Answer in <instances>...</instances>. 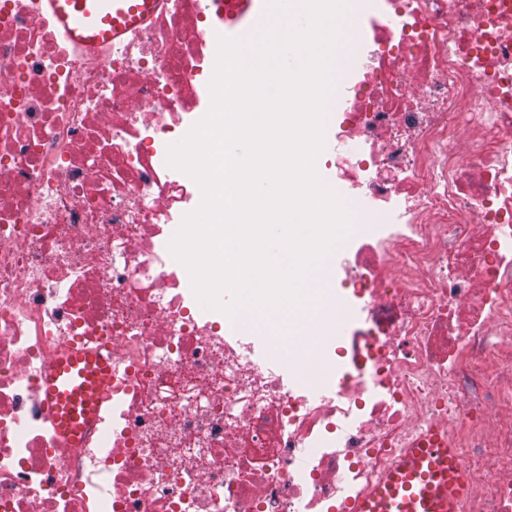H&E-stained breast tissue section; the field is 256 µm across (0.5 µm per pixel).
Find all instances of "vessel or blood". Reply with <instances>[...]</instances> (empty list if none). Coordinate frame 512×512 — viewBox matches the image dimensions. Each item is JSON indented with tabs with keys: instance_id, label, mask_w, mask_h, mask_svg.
Masks as SVG:
<instances>
[{
	"instance_id": "1",
	"label": "vessel or blood",
	"mask_w": 512,
	"mask_h": 512,
	"mask_svg": "<svg viewBox=\"0 0 512 512\" xmlns=\"http://www.w3.org/2000/svg\"><path fill=\"white\" fill-rule=\"evenodd\" d=\"M157 0L128 7L121 0H47L65 34L81 49L101 53L113 39L143 24ZM112 378V350L66 347L47 368L45 402L57 431L72 445L83 441L84 424L97 418L94 390ZM471 490L469 472L451 436L436 432L425 448L405 449L385 477L354 506V512H459Z\"/></svg>"
}]
</instances>
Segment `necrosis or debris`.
<instances>
[{"mask_svg": "<svg viewBox=\"0 0 512 512\" xmlns=\"http://www.w3.org/2000/svg\"><path fill=\"white\" fill-rule=\"evenodd\" d=\"M247 0H166L100 57L0 0V512H343L449 429L462 512H512V0H350L329 103L350 325L300 343L204 309L168 244L201 202L168 147ZM369 62L358 66V53ZM112 347L72 447L63 347Z\"/></svg>", "mask_w": 512, "mask_h": 512, "instance_id": "1", "label": "necrosis or debris"}]
</instances>
